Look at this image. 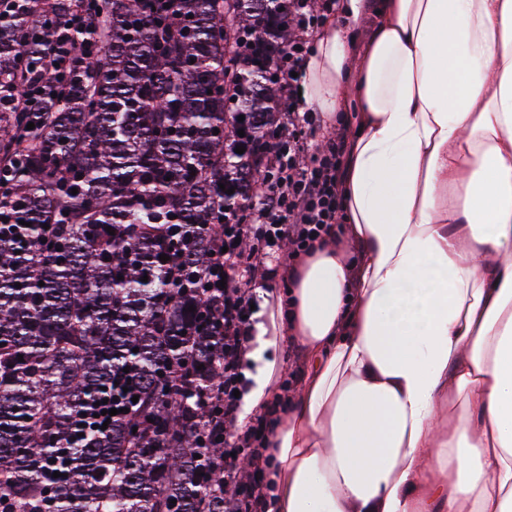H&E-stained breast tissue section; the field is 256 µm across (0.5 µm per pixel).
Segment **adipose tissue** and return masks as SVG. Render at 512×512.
Segmentation results:
<instances>
[{
	"instance_id": "adipose-tissue-1",
	"label": "adipose tissue",
	"mask_w": 512,
	"mask_h": 512,
	"mask_svg": "<svg viewBox=\"0 0 512 512\" xmlns=\"http://www.w3.org/2000/svg\"><path fill=\"white\" fill-rule=\"evenodd\" d=\"M301 97L357 131L341 241L259 293L271 512H512V0H339ZM264 359L269 361H276L277 365L280 366L284 371H286L284 377L280 375L273 382L271 394L269 396V399H271L273 394L276 391L278 392L279 390L277 381L280 379V377L281 380L287 379L289 377V374H291V372L296 369L295 366H300L299 370L301 369L303 364V353L300 350L296 349L295 347H291L288 345L281 347L274 355H264Z\"/></svg>"
}]
</instances>
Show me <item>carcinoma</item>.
<instances>
[{"instance_id":"carcinoma-1","label":"carcinoma","mask_w":512,"mask_h":512,"mask_svg":"<svg viewBox=\"0 0 512 512\" xmlns=\"http://www.w3.org/2000/svg\"><path fill=\"white\" fill-rule=\"evenodd\" d=\"M147 2L90 0L99 23L73 36L61 90L0 113V225H17L0 230V512H224L219 408L202 399L224 337L197 281L224 200L270 180L254 150L280 130L294 0H179L175 17ZM76 6L0 14V90L42 70L35 17L62 25ZM127 366L135 384L109 404L129 412L76 428Z\"/></svg>"}]
</instances>
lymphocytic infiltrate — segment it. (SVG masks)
Here are the masks:
<instances>
[{
  "instance_id": "obj_1",
  "label": "lymphocytic infiltrate",
  "mask_w": 512,
  "mask_h": 512,
  "mask_svg": "<svg viewBox=\"0 0 512 512\" xmlns=\"http://www.w3.org/2000/svg\"><path fill=\"white\" fill-rule=\"evenodd\" d=\"M335 13L336 0H319L314 11L308 0H297L288 23V58L278 71L288 123L260 155L273 177L259 205L247 209L246 223L226 222L225 235L214 238L210 270L204 275L213 293L207 310L224 338V379L204 396L223 405L224 497L230 512H268L265 442L285 408L277 396L251 421L239 418L241 403L234 391L251 348L255 286L289 281L305 255L342 232V161L349 124L337 119L313 148L307 142L310 115L298 109V74L308 44L315 29Z\"/></svg>"
}]
</instances>
